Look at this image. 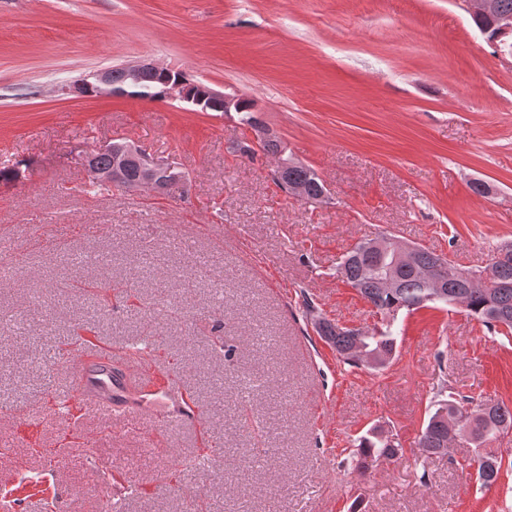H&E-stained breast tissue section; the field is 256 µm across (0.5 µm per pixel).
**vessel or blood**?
Masks as SVG:
<instances>
[{"label": "vessel or blood", "mask_w": 512, "mask_h": 512, "mask_svg": "<svg viewBox=\"0 0 512 512\" xmlns=\"http://www.w3.org/2000/svg\"><path fill=\"white\" fill-rule=\"evenodd\" d=\"M72 389L65 405L85 404L113 417L150 415L166 424L195 423L200 419L188 395L174 374L155 383L153 366H146L147 383L133 386V362L126 356L109 352H71L66 357Z\"/></svg>", "instance_id": "b4317fda"}]
</instances>
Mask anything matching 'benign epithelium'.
I'll return each instance as SVG.
<instances>
[{"label": "benign epithelium", "mask_w": 512, "mask_h": 512, "mask_svg": "<svg viewBox=\"0 0 512 512\" xmlns=\"http://www.w3.org/2000/svg\"><path fill=\"white\" fill-rule=\"evenodd\" d=\"M499 38L501 43L498 50L512 56V17L503 16L499 19ZM125 79L121 83L112 81V68L100 69L81 79L69 82L63 87L65 94L74 98L85 97H127L129 89L140 82V76L146 71L157 74L165 73L168 68L153 62H139L124 66ZM164 99L192 107L204 104L218 103L220 111L228 114L237 112L240 108L241 95H229L204 84L197 83V91L189 92L188 87L181 81L165 82ZM99 152L112 155V166L98 169L94 165V155L88 154L83 159V165L90 176L97 181L123 185L124 166L128 161L138 165L137 187L140 190L161 193L172 185L183 180L184 175L171 165L156 159L140 146L127 141H113L99 148ZM275 171L283 174L288 168L299 164V160L290 152L288 146L281 144L274 155ZM371 249L393 258V265L400 266L410 261L413 248L396 246L387 239H377L371 243Z\"/></svg>", "instance_id": "7a95c632"}]
</instances>
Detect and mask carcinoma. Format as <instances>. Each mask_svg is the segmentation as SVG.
I'll return each instance as SVG.
<instances>
[{"instance_id":"cac0c4a2","label":"carcinoma","mask_w":512,"mask_h":512,"mask_svg":"<svg viewBox=\"0 0 512 512\" xmlns=\"http://www.w3.org/2000/svg\"><path fill=\"white\" fill-rule=\"evenodd\" d=\"M159 87L153 72L146 71L141 75V99L151 102L159 100L156 96ZM283 180L304 184L312 198L320 196L324 191L320 177L304 164L288 169ZM435 260L432 253L423 249L414 252L412 264L396 271V287L386 288L377 271L382 260L362 252L361 244L358 243L343 259L339 272L348 284L359 289L360 295L382 316L381 327L371 332L346 330L338 333L331 321L316 314L317 308L307 299L303 303V316L321 325V337L351 367L366 365V357L370 355L380 358L386 365L391 363L397 353L398 315L403 310L410 313L428 307L427 294L432 288L443 290L439 302L448 304L460 297L469 315L490 327H502L512 332V261L493 265L494 278L501 287L488 294L480 288L470 287L462 271L447 273L437 283L424 281L418 270L431 265ZM457 405L459 402L456 400H439L435 409L429 413L419 440L424 459L446 453L452 442L461 436L462 429L450 428V424L457 421ZM467 427L476 446L481 447L488 440L512 429V409L503 403L478 404L471 411ZM357 448V465L366 469L379 459L396 458L403 453V448L395 440L376 428L359 437ZM500 470L501 459L495 453L489 451L480 455V487L488 489L496 484Z\"/></svg>"}]
</instances>
